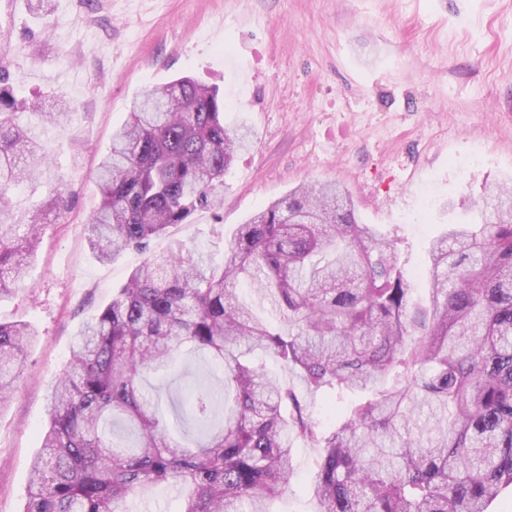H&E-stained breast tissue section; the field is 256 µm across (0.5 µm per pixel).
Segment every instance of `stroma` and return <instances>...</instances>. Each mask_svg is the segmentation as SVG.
I'll list each match as a JSON object with an SVG mask.
<instances>
[{"instance_id":"obj_1","label":"stroma","mask_w":512,"mask_h":512,"mask_svg":"<svg viewBox=\"0 0 512 512\" xmlns=\"http://www.w3.org/2000/svg\"><path fill=\"white\" fill-rule=\"evenodd\" d=\"M46 22L47 32L28 36L25 0H0L19 94L73 110L50 138V178L12 194L26 207L60 192L66 206L50 213L23 289L0 301V321H26L37 334L0 406V512H23L77 332L142 261L128 250L100 262L85 224L112 132L144 90L181 75L218 86L225 126L253 132L224 177L223 206L155 239L157 252L175 237L222 259L225 238L253 213L300 184L333 182L415 269L429 240L462 219L448 202L478 201L483 185L512 178V0H52ZM220 375L188 352L146 374L178 440L204 441L176 409L192 386ZM292 462L273 508L314 512L315 449L295 445Z\"/></svg>"}]
</instances>
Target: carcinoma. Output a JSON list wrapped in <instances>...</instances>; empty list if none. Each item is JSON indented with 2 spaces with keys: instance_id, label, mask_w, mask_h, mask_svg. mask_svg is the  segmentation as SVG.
Returning <instances> with one entry per match:
<instances>
[{
  "instance_id": "cac0c4a2",
  "label": "carcinoma",
  "mask_w": 512,
  "mask_h": 512,
  "mask_svg": "<svg viewBox=\"0 0 512 512\" xmlns=\"http://www.w3.org/2000/svg\"><path fill=\"white\" fill-rule=\"evenodd\" d=\"M11 36L0 28V299L22 288L44 216L18 213L9 194L39 180L51 129L70 116L18 96ZM250 138L224 126L218 88L189 76L132 101L97 173L87 240L102 262L126 250L143 261L76 335L23 512H126L161 485L182 491L179 512H273L298 442L318 449L315 512H486L512 487V183L475 203L482 222L430 241L424 301L393 241L333 184L301 186L237 225L220 261L178 239L151 250L223 203ZM266 302L274 322L257 313ZM35 339L24 321L0 322V404ZM184 349L224 370L184 406L206 431L195 448L142 386ZM290 376L313 397L349 400L333 430L312 421Z\"/></svg>"
}]
</instances>
